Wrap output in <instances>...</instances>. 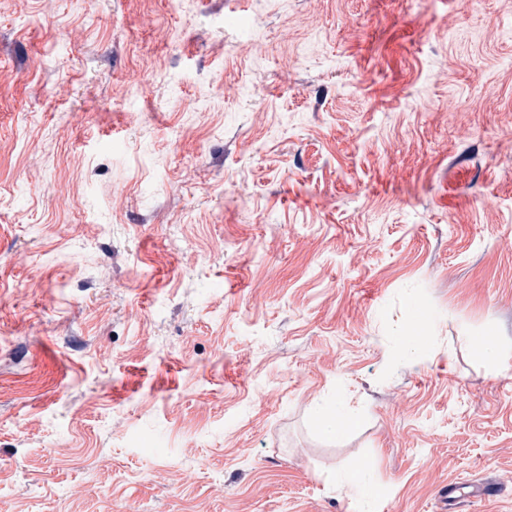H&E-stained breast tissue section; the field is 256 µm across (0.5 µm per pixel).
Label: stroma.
<instances>
[{"label": "stroma", "mask_w": 512, "mask_h": 512, "mask_svg": "<svg viewBox=\"0 0 512 512\" xmlns=\"http://www.w3.org/2000/svg\"><path fill=\"white\" fill-rule=\"evenodd\" d=\"M463 481L512 512V0H0V512ZM396 343L403 357L415 359L425 346V336L417 334L413 327L407 328L396 336ZM468 343L474 354L487 365L497 363L501 349L500 346L490 338L484 336H470ZM310 418L316 431L329 441L341 439L360 422L357 413L336 404H316ZM340 479L363 500L372 499L378 494V485L374 475L364 463H359L343 471Z\"/></svg>", "instance_id": "1"}]
</instances>
